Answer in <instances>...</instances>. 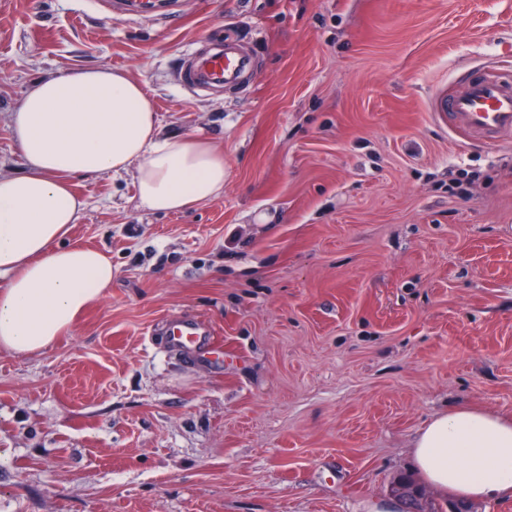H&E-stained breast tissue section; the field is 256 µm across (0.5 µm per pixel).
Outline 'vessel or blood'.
<instances>
[{"label": "vessel or blood", "instance_id": "1", "mask_svg": "<svg viewBox=\"0 0 512 512\" xmlns=\"http://www.w3.org/2000/svg\"><path fill=\"white\" fill-rule=\"evenodd\" d=\"M114 10L125 15L158 16L154 0H114ZM257 58L253 49L235 36L211 45L207 52H192L178 72L181 84L195 91L243 89L253 79ZM431 109L449 120L452 130L488 146L512 136V74L503 69H479L464 76L454 94L435 93ZM205 330L199 322L182 320L172 329L173 341L184 348L201 345Z\"/></svg>", "mask_w": 512, "mask_h": 512}]
</instances>
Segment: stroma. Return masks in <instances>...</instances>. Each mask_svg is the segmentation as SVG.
Instances as JSON below:
<instances>
[{
    "instance_id": "1",
    "label": "stroma",
    "mask_w": 512,
    "mask_h": 512,
    "mask_svg": "<svg viewBox=\"0 0 512 512\" xmlns=\"http://www.w3.org/2000/svg\"><path fill=\"white\" fill-rule=\"evenodd\" d=\"M0 0V175L37 80L124 70L162 136L224 153V192L139 208L132 173L77 177L71 243L112 286L36 357L0 351V512H388L411 444L459 405L512 416V142L430 110L487 60L512 0ZM255 49L249 90L175 75L196 40ZM479 171L463 194L451 172ZM215 349L175 346L176 319ZM166 8L161 12L156 8L155 2L150 0H117L113 1V9L125 15L149 14L153 17H159L167 14L173 6L172 3L161 1Z\"/></svg>"
}]
</instances>
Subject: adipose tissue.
Instances as JSON below:
<instances>
[{"instance_id": "adipose-tissue-1", "label": "adipose tissue", "mask_w": 512, "mask_h": 512, "mask_svg": "<svg viewBox=\"0 0 512 512\" xmlns=\"http://www.w3.org/2000/svg\"><path fill=\"white\" fill-rule=\"evenodd\" d=\"M140 83L109 66L36 82L12 119L26 171L0 176V349L37 356L112 286L101 251L67 244L84 201L72 179L133 170L140 206L177 212L220 196L224 155L209 141L158 133ZM426 482L468 500L512 492V418L471 406L434 416L412 446Z\"/></svg>"}]
</instances>
